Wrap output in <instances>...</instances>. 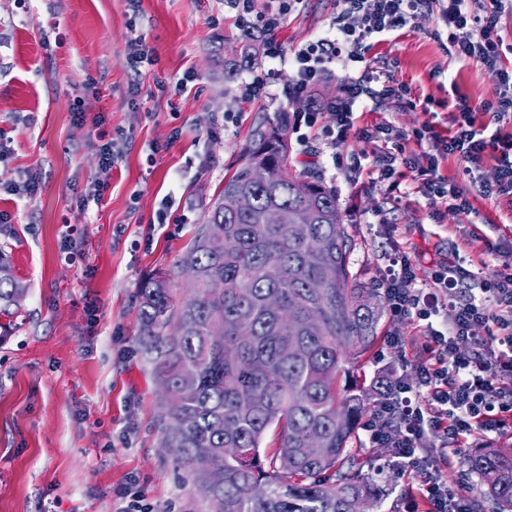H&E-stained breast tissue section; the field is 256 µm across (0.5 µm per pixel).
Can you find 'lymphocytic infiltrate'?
I'll use <instances>...</instances> for the list:
<instances>
[{
  "label": "lymphocytic infiltrate",
  "mask_w": 512,
  "mask_h": 512,
  "mask_svg": "<svg viewBox=\"0 0 512 512\" xmlns=\"http://www.w3.org/2000/svg\"><path fill=\"white\" fill-rule=\"evenodd\" d=\"M302 3L278 0L276 12L268 13L258 0H228L243 31L267 37L268 57L274 62L272 68L253 70L241 83L242 102L265 100L276 83L285 98H297L333 71H343L341 95L296 114L295 121L318 130L334 166H345L350 182H358L368 168L377 173L386 200L392 202L402 201L412 182L423 196L446 199L453 212L470 209L471 184L479 185L483 195L512 205V134L488 129L489 123L512 121V69L506 65L512 43L498 26L505 0H335L329 28L288 52L277 32ZM432 13L445 27L454 59L479 63L492 78L493 98L475 105L455 96L452 123L444 134L428 122L409 136L393 133L385 124L356 127V112L378 101L412 106L407 89L367 67L366 55L374 41ZM484 115L489 123H481ZM353 138L372 149L347 165L343 150ZM451 156L461 163L457 183L439 174L441 161ZM488 160L494 161L496 176L483 185L478 173ZM470 276V270L445 262L438 265L431 284L423 285L410 255L397 249L378 279L390 315L419 324L426 333L415 350L401 335L388 338L401 373L394 389L374 394L372 413L363 426L371 447L390 449L388 463L398 474L417 477L407 512H472L468 488L448 486L444 474L455 468L459 449L492 436L512 437V258L504 257L479 293H458L459 284ZM445 310L451 311V319L435 328V319ZM477 326L484 327V335L474 334ZM428 432L437 438L438 451L420 447Z\"/></svg>",
  "instance_id": "lymphocytic-infiltrate-1"
}]
</instances>
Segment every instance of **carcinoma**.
Listing matches in <instances>:
<instances>
[{"label":"carcinoma","instance_id":"obj_1","mask_svg":"<svg viewBox=\"0 0 512 512\" xmlns=\"http://www.w3.org/2000/svg\"><path fill=\"white\" fill-rule=\"evenodd\" d=\"M254 59L246 35L224 79ZM288 122L276 112L253 129L180 259L183 297L173 298L163 272L142 282L141 347L167 389L161 422L176 462L190 469L211 457L199 474L208 512H378L380 469L350 448L369 402L341 394L338 379L343 361L372 348L382 307L349 270L353 240L336 189L291 165ZM242 195L253 212L239 209ZM267 208L278 223L259 221ZM23 294L0 251V303ZM271 429L276 449L266 453ZM468 466L496 512H512V445L477 449Z\"/></svg>","mask_w":512,"mask_h":512}]
</instances>
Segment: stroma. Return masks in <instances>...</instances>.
<instances>
[{"instance_id":"stroma-1","label":"stroma","mask_w":512,"mask_h":512,"mask_svg":"<svg viewBox=\"0 0 512 512\" xmlns=\"http://www.w3.org/2000/svg\"><path fill=\"white\" fill-rule=\"evenodd\" d=\"M332 0H305L280 28L292 50L326 31ZM441 24L423 15L369 52L374 69L407 86L417 109L380 102L356 121L389 120L408 133L426 121L447 132L453 93L492 98L481 66L455 61ZM241 29L225 0H0V182L38 171L34 195L0 194V251L25 288L20 305L0 308V512H121L140 500L154 512H207L194 477L162 448V399L140 345L139 286L158 270L173 292L185 281L179 260L210 199L235 170L259 117L307 111L339 95L340 76L308 96L285 100L280 86L252 105L239 82L224 79V61L239 50ZM154 52L133 76L132 39ZM187 79L183 92L172 85ZM168 88L159 89L158 80ZM96 93H85L88 81ZM81 99L86 122L71 105ZM235 114L234 123L224 121ZM114 138L115 162L101 169L91 117ZM290 153L335 187L354 246L358 281L374 282L393 248L416 261L430 282L440 261L494 267L487 252L512 253V208L472 190L471 211L449 212L444 200L411 193L384 210L382 183L350 184L328 156ZM101 198L90 199L92 182ZM421 330L382 315L370 355L350 365L342 386L370 391L395 368L385 339Z\"/></svg>"}]
</instances>
